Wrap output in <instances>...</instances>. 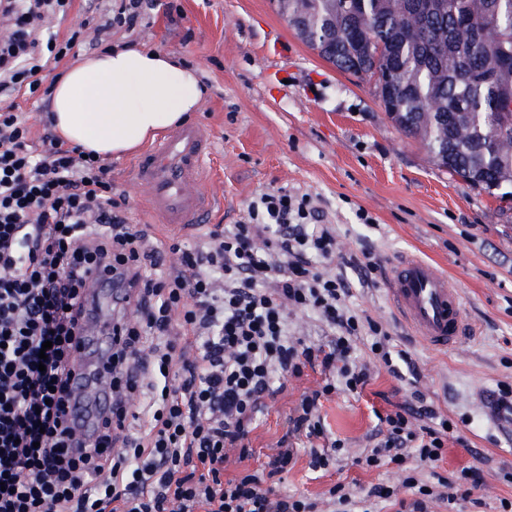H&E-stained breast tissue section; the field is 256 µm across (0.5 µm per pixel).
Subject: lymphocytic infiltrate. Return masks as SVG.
I'll list each match as a JSON object with an SVG mask.
<instances>
[{"label":"lymphocytic infiltrate","mask_w":512,"mask_h":512,"mask_svg":"<svg viewBox=\"0 0 512 512\" xmlns=\"http://www.w3.org/2000/svg\"><path fill=\"white\" fill-rule=\"evenodd\" d=\"M148 0H119L66 36L72 0H0V512H455L483 505L481 469L437 472L457 423L413 390L380 419L355 463L394 467L400 486L339 483L319 498L276 493L269 478L306 441L327 468L323 402L360 393L372 364L410 362L380 320L351 308L332 265L341 248L309 194L253 200L238 224H213L198 245L161 241L112 197V167L52 130L32 140L15 94L44 88L92 33L135 29ZM312 314L325 341L298 337L289 316ZM112 321V341L92 353ZM51 349H44V342ZM365 356H358V343ZM324 379L302 394L268 472L246 468L255 416L306 368ZM239 471L226 477L230 463ZM425 469L428 480L416 473Z\"/></svg>","instance_id":"lymphocytic-infiltrate-1"}]
</instances>
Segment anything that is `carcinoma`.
I'll use <instances>...</instances> for the list:
<instances>
[{"mask_svg": "<svg viewBox=\"0 0 512 512\" xmlns=\"http://www.w3.org/2000/svg\"><path fill=\"white\" fill-rule=\"evenodd\" d=\"M303 18L311 49L391 76L394 125L430 160L481 191L512 196V0H273Z\"/></svg>", "mask_w": 512, "mask_h": 512, "instance_id": "cac0c4a2", "label": "carcinoma"}]
</instances>
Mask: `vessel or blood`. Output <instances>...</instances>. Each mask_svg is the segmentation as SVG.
<instances>
[{
    "mask_svg": "<svg viewBox=\"0 0 512 512\" xmlns=\"http://www.w3.org/2000/svg\"><path fill=\"white\" fill-rule=\"evenodd\" d=\"M210 149L208 131L192 125L164 137L135 161L133 173L160 223L185 228L205 221L214 200L196 186ZM385 291L402 321L431 349L452 348L468 335L459 288L429 262L414 256L395 262Z\"/></svg>",
    "mask_w": 512,
    "mask_h": 512,
    "instance_id": "b4317fda",
    "label": "vessel or blood"
}]
</instances>
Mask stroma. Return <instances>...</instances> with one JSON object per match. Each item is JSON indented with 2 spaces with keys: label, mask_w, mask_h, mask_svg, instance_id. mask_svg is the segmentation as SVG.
<instances>
[{
  "label": "stroma",
  "mask_w": 512,
  "mask_h": 512,
  "mask_svg": "<svg viewBox=\"0 0 512 512\" xmlns=\"http://www.w3.org/2000/svg\"><path fill=\"white\" fill-rule=\"evenodd\" d=\"M134 30H113L111 43L152 47L196 67L209 91L193 123L211 132L213 153L200 191L218 208L210 221L234 224L259 193L287 188L316 198L325 223L343 243L336 270L353 281V307L386 322L394 343L410 352L419 382L382 367L361 394L336 393L322 414L345 448L325 470L309 465L306 449L279 474L277 490L318 496L334 484L366 489L394 483L386 468L353 460L395 410L420 388L435 408L458 422L466 444L449 442L438 471L482 469V512H498L512 495L501 474L512 471V417L495 412L493 394L512 383V202H501L437 169L426 150L389 121L371 83L343 73L310 49L274 9L272 0H168ZM132 156L112 162V185L133 223L152 225L144 193L130 179ZM366 209L375 226L358 223ZM371 255L384 268L416 255L458 286L469 338L433 351L413 337L387 302L382 285L361 287L352 258ZM308 369L266 400L251 434L249 468L264 469L301 394L321 382Z\"/></svg>",
  "instance_id": "35a3bbf8"
}]
</instances>
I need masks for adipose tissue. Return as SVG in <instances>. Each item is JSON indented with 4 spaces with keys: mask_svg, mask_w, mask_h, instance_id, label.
Listing matches in <instances>:
<instances>
[{
    "mask_svg": "<svg viewBox=\"0 0 512 512\" xmlns=\"http://www.w3.org/2000/svg\"><path fill=\"white\" fill-rule=\"evenodd\" d=\"M198 69L171 53L115 45L54 83V131L103 157L122 156L186 123L206 94Z\"/></svg>",
    "mask_w": 512,
    "mask_h": 512,
    "instance_id": "1",
    "label": "adipose tissue"
}]
</instances>
